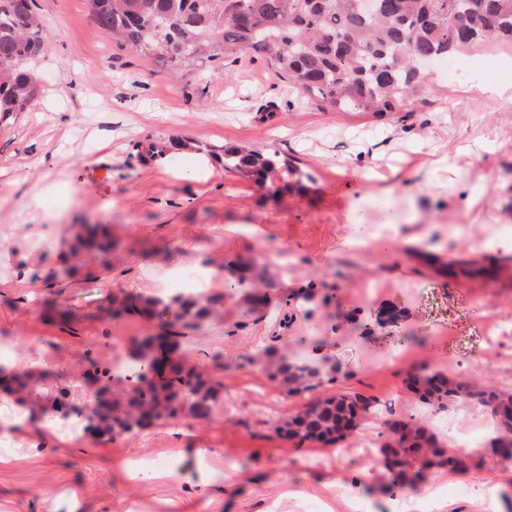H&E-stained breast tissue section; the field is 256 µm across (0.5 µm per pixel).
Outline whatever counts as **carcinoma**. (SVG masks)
Masks as SVG:
<instances>
[{
  "instance_id": "cac0c4a2",
  "label": "carcinoma",
  "mask_w": 512,
  "mask_h": 512,
  "mask_svg": "<svg viewBox=\"0 0 512 512\" xmlns=\"http://www.w3.org/2000/svg\"><path fill=\"white\" fill-rule=\"evenodd\" d=\"M99 28L131 49L159 58L174 67L205 59L216 66L224 59L247 53L266 54L276 75L303 90L322 109L338 112H396L414 103L425 84L414 68V58H451L481 44L512 48V0H379L368 15L360 0H87ZM462 23L457 28L453 21ZM44 25L35 0H0V114L24 112L38 95L30 63L43 49ZM224 168L246 176L276 196L283 190L302 192L303 173L278 154L240 147L224 148ZM294 181L275 184L268 175L278 169ZM112 246L101 224H83L72 251ZM125 311L161 308L166 335L176 339L199 327L206 306L221 297L170 293L164 296L125 294ZM279 372L288 383L304 385L318 375L304 357L279 356ZM171 385L198 396L194 408L210 412L213 386L192 373L175 372ZM419 400L431 407L477 400L492 413L494 430L489 439L494 452L512 458V394L484 389L463 378L438 374L423 382ZM367 405L340 394L313 403L294 431L301 441L336 442L333 433ZM414 443L404 449L407 469L387 476L391 487L406 486L405 477L416 462L429 469L451 463L428 429L412 426Z\"/></svg>"
}]
</instances>
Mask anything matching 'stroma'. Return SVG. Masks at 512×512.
I'll return each mask as SVG.
<instances>
[{"label": "stroma", "mask_w": 512, "mask_h": 512, "mask_svg": "<svg viewBox=\"0 0 512 512\" xmlns=\"http://www.w3.org/2000/svg\"><path fill=\"white\" fill-rule=\"evenodd\" d=\"M42 53L31 71L35 108L0 118V344L10 371L35 375L43 398L90 362L125 361L148 330L138 316L106 317L114 294L179 289L172 271L206 268L222 308L190 331L180 352L219 382L207 418L184 408L150 428L93 439L70 423L24 422L0 396V512H346L343 491L385 501L381 446L388 426L434 414L409 388L420 370L512 392L501 372L512 338V101L481 91L486 73L462 57L460 82L428 81L426 105L397 112L322 110L278 79L268 57L206 62L175 77L156 56L112 42L86 0H36ZM166 145L141 163L139 145ZM278 153L308 174V190L273 197L224 168L223 149ZM63 216L48 225L47 213ZM398 223L399 245L349 243L353 224ZM106 224L108 256L62 262L73 224ZM254 263L268 298L243 316L224 265ZM401 318L402 357L378 320ZM319 337L321 372L290 391L278 351ZM342 393L386 412L376 449L354 452L276 432L295 405ZM466 447L462 467L428 470L442 487L424 512H488L472 489L512 495V460L479 434L476 406L448 405ZM171 457L177 469L140 473Z\"/></svg>", "instance_id": "1"}]
</instances>
